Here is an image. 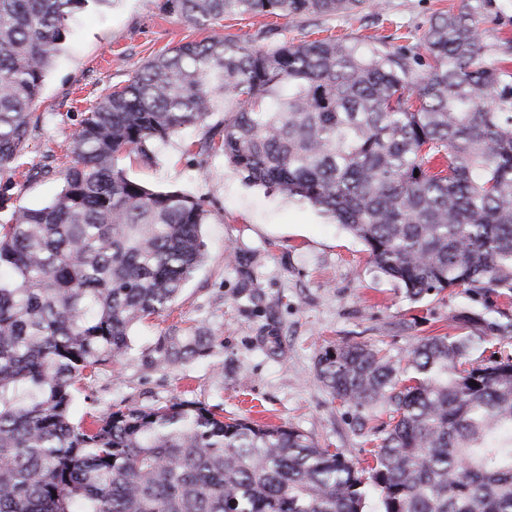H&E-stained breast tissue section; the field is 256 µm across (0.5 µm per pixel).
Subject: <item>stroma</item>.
<instances>
[{"mask_svg": "<svg viewBox=\"0 0 512 512\" xmlns=\"http://www.w3.org/2000/svg\"><path fill=\"white\" fill-rule=\"evenodd\" d=\"M465 0H382V9L291 20L286 31L265 18L228 16L221 31L260 46L303 39L320 29L370 47L395 31L421 33L431 16L458 11ZM211 28L185 23L165 0H108L76 14L48 70L34 112L24 167L49 174L20 181L18 205L37 208L60 191L70 165L65 148L100 96L124 86L153 56ZM206 125L182 128L155 147L152 159L131 155L119 165L136 181L177 188L200 199L211 218L202 227L205 259L171 308L131 329V346L113 367L82 380L76 416L180 397L220 406L225 416L290 425L353 461L371 460L375 443L353 425L317 376L319 354L361 342L397 357L416 337L454 335L463 309L489 320L512 316V304L461 288L410 300L402 285L369 264L364 243L307 202L246 183L222 155L202 152ZM414 320L412 329L402 324ZM197 327L216 338L210 355L164 369L141 364L143 351L171 328Z\"/></svg>", "mask_w": 512, "mask_h": 512, "instance_id": "obj_1", "label": "stroma"}]
</instances>
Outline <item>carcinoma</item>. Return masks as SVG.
Returning a JSON list of instances; mask_svg holds the SVG:
<instances>
[{
    "label": "carcinoma",
    "instance_id": "carcinoma-1",
    "mask_svg": "<svg viewBox=\"0 0 512 512\" xmlns=\"http://www.w3.org/2000/svg\"><path fill=\"white\" fill-rule=\"evenodd\" d=\"M0 0V210L17 186L46 72L90 2ZM191 25L229 15L336 16L369 0H166ZM492 0L436 16L416 42L363 48L326 37L261 47L214 33L149 59L103 95L70 144L54 199L0 224V512H512V357L469 361L512 339V319L473 312L456 336H421L408 359L328 347L332 398L392 414L360 467L292 426L224 417L195 400L73 419L83 379L115 364L131 328L167 311L205 257L210 212L118 165L217 99L231 115L200 150L250 184L307 201L367 247L418 301L462 288L512 292V40L483 43ZM213 337L155 338L150 368L204 358ZM476 385H471V382Z\"/></svg>",
    "mask_w": 512,
    "mask_h": 512
}]
</instances>
